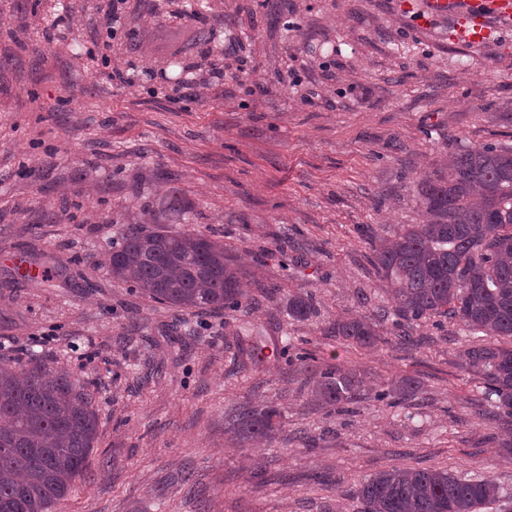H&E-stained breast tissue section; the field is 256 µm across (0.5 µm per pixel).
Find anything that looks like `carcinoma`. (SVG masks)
Masks as SVG:
<instances>
[{
    "label": "carcinoma",
    "instance_id": "obj_1",
    "mask_svg": "<svg viewBox=\"0 0 512 512\" xmlns=\"http://www.w3.org/2000/svg\"><path fill=\"white\" fill-rule=\"evenodd\" d=\"M426 224H405L389 241L368 238V260L391 287L392 308L375 317L336 321L335 336L361 346L377 340L376 320L391 322L407 340L421 319H452L494 342L471 346L461 359L484 379L481 403L500 409L512 450V148L483 146L448 156V168L418 184ZM101 264L112 278L144 290L181 311L233 309L243 313L246 271L224 244L201 231L168 232L129 224ZM288 315H316L313 296H288ZM304 363L312 393L342 411L358 399L359 380L344 369ZM419 390L409 377L391 382L375 400L408 397ZM276 410L244 403L227 418L243 441H268ZM96 396L75 376L39 365L18 372L0 365V512H50L73 489L97 443ZM360 512H483L501 499L489 480L457 477L446 470L395 467L360 483Z\"/></svg>",
    "mask_w": 512,
    "mask_h": 512
}]
</instances>
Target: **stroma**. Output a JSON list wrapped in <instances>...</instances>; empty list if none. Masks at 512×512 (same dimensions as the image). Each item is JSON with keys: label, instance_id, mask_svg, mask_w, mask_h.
I'll return each instance as SVG.
<instances>
[{"label": "stroma", "instance_id": "stroma-1", "mask_svg": "<svg viewBox=\"0 0 512 512\" xmlns=\"http://www.w3.org/2000/svg\"><path fill=\"white\" fill-rule=\"evenodd\" d=\"M105 2L0 0V361L99 391L86 472L52 512H358L360 482L396 466L512 495L499 425L473 408L482 378L458 365L477 337L429 319L405 343L383 323L369 348L328 332L391 305L366 239L426 221L419 179L450 153L512 147V22L471 44L428 0H207L197 23L186 0H127L106 51ZM106 53L133 86L108 79ZM173 61L222 68L218 96L173 87ZM123 224L223 242L248 313L179 314L112 279L99 259ZM299 292L315 317H289ZM285 346L353 371V413L312 399ZM401 376L417 395L375 401ZM246 401L278 410L274 439L225 430ZM180 472L194 493L170 485Z\"/></svg>", "mask_w": 512, "mask_h": 512}]
</instances>
